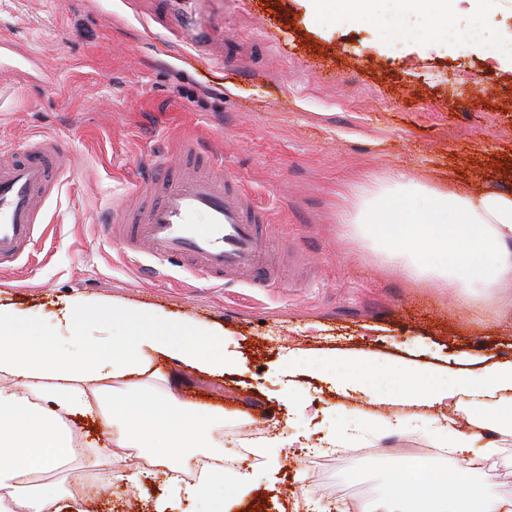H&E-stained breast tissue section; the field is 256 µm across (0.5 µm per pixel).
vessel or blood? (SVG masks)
Returning a JSON list of instances; mask_svg holds the SVG:
<instances>
[{"mask_svg":"<svg viewBox=\"0 0 512 512\" xmlns=\"http://www.w3.org/2000/svg\"><path fill=\"white\" fill-rule=\"evenodd\" d=\"M184 59L213 63L203 51L206 30L192 10L181 18ZM197 146L179 147L176 164L158 169L131 190L141 207L113 205L102 226L116 233L125 252L147 254L157 264L196 272L215 285L234 276L256 287L274 284L266 256L267 212L250 199L239 180L200 160ZM69 169V154L58 141L27 142L21 151L0 155V270L28 256L44 224V206Z\"/></svg>","mask_w":512,"mask_h":512,"instance_id":"obj_1","label":"vessel or blood"}]
</instances>
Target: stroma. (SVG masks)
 <instances>
[{"label": "stroma", "mask_w": 512, "mask_h": 512, "mask_svg": "<svg viewBox=\"0 0 512 512\" xmlns=\"http://www.w3.org/2000/svg\"><path fill=\"white\" fill-rule=\"evenodd\" d=\"M149 0H0V36L35 65L20 89L0 88V146L34 136L69 151L71 170L48 201V232L30 258L0 272V302L52 323L61 302L83 296L104 312L83 321L109 336L124 315L157 309L188 324L222 329L231 359L209 374L159 358L148 384L184 402L224 410V446L272 441L296 454L266 457L248 487L233 489L224 512H305L323 505L343 475L357 512L380 496L403 454L375 457L386 438L435 450L448 408L394 404L382 395L402 381L477 374L512 361V278L498 288L449 290L392 257L370 223L380 185L414 181L443 192L512 196V0H498L479 42L428 38L427 17L409 12L394 29L334 8L316 19L305 0H223L203 19L233 33L227 68L193 69L166 53L176 26L151 20ZM194 142L246 184L271 218L268 247L283 278L268 288L224 286L180 268L147 276L150 260L128 255L100 226L113 202ZM119 316L107 314V307ZM314 358H362L372 371L342 395L315 374ZM83 448L65 467L40 473L62 489L57 512H83L74 473L111 487L92 512H123L128 491L141 504L168 500L170 512H201L177 495L164 467L117 479L100 453L101 428L69 424ZM348 439L336 464L315 475L299 445ZM474 479L512 501V442Z\"/></svg>", "instance_id": "obj_1"}]
</instances>
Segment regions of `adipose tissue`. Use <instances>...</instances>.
<instances>
[{"label": "adipose tissue", "mask_w": 512, "mask_h": 512, "mask_svg": "<svg viewBox=\"0 0 512 512\" xmlns=\"http://www.w3.org/2000/svg\"><path fill=\"white\" fill-rule=\"evenodd\" d=\"M360 17L392 22L409 9L432 20L431 33L446 36L459 0H343ZM387 223L382 231L399 253L413 257L421 272L449 287L473 282L498 287L512 274V198L464 192L445 193L417 182H397L382 191ZM84 297L70 299L44 331L29 310L0 304V378L14 382L0 389V489L11 501L0 512H46L60 497L45 483L18 487L19 479L61 463L76 452L65 437L76 415L101 419V447L118 475L165 464L172 485L192 451L215 448L224 420L219 409L200 410L138 384L156 358L166 357L205 372H223L224 333L206 325L189 326L145 309L125 320V335L102 342L93 328H80L78 316L92 308ZM73 348H65L63 340ZM476 395L512 391V361L494 365L457 382L438 379L430 388L392 392L390 401L419 406L454 404L460 386ZM437 466L406 461L397 469L381 503L363 502L359 512H512L503 500L472 479L437 478ZM185 485V484H182ZM186 493L205 502V512L224 508V468L209 465Z\"/></svg>", "instance_id": "obj_1"}]
</instances>
